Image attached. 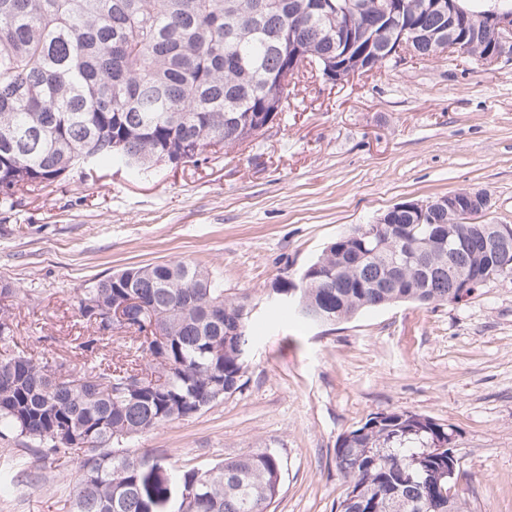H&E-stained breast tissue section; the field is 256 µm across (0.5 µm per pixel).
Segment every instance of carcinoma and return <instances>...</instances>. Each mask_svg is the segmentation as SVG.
Masks as SVG:
<instances>
[{"label":"carcinoma","mask_w":512,"mask_h":512,"mask_svg":"<svg viewBox=\"0 0 512 512\" xmlns=\"http://www.w3.org/2000/svg\"><path fill=\"white\" fill-rule=\"evenodd\" d=\"M0 0V206L17 194L86 177L106 166L132 174L145 156L176 166L196 164L212 146H236L244 129L269 112L266 94L285 97L283 74L298 63L326 73L336 60V30L326 13L364 14L368 0ZM372 35L346 45L347 60L379 66L394 28L420 33L417 60L443 53L448 17L428 0H379ZM455 20L469 34L483 0H464ZM301 30L288 42V24ZM362 226L332 241L298 280L273 282V298L290 300L311 324L331 325L365 309L403 302L430 305L458 296L448 254L420 250L421 238L453 230L468 252L467 274L488 285L502 278L494 254L471 224L448 226L433 214L417 224L363 237ZM412 235L398 288H366L391 273L399 232ZM434 270L416 276L419 264ZM0 288V343L14 341L10 305ZM126 319L110 322L112 308ZM80 317L94 328L81 337V367L43 361L19 346L0 353V438L24 440L34 461L60 464L76 456L78 477L69 512H270L282 464L268 452L247 453L211 467L180 466L135 437L189 418L236 392L252 344L251 310L224 295V284L199 266L167 261L127 266L89 282ZM129 341L114 359L98 355L109 333ZM451 428L421 414L369 417L336 441V468L348 480L337 512H470L438 479L448 469Z\"/></svg>","instance_id":"cac0c4a2"}]
</instances>
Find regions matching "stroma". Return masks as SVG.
Segmentation results:
<instances>
[{
  "instance_id": "stroma-1",
  "label": "stroma",
  "mask_w": 512,
  "mask_h": 512,
  "mask_svg": "<svg viewBox=\"0 0 512 512\" xmlns=\"http://www.w3.org/2000/svg\"><path fill=\"white\" fill-rule=\"evenodd\" d=\"M459 189L487 190L484 223L512 224V65L443 55L337 85L308 74L264 135L199 166L74 173L0 207V284L16 290L19 340L78 365L76 339L93 333L78 312L87 282L132 264H197L252 310L243 385L134 447L198 467L270 452L283 463L271 512H336L348 487L337 439L375 414L412 411L454 428L471 512H512V281L331 326L267 297L350 228ZM29 457L0 439V512H69L76 463L21 478L4 467Z\"/></svg>"
}]
</instances>
